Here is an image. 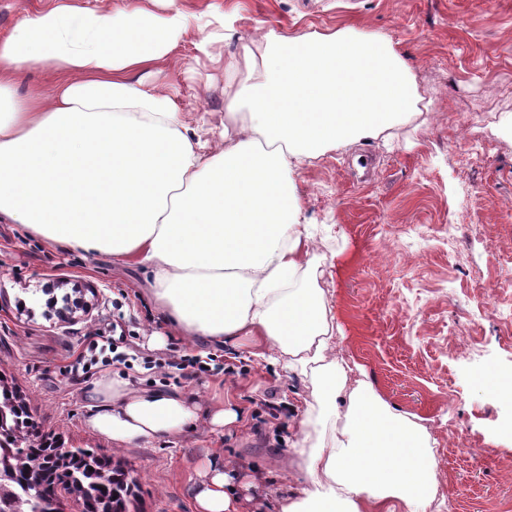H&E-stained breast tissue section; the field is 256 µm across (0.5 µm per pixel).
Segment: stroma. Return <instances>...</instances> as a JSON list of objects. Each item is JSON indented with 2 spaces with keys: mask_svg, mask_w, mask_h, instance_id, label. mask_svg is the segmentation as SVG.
<instances>
[{
  "mask_svg": "<svg viewBox=\"0 0 512 512\" xmlns=\"http://www.w3.org/2000/svg\"><path fill=\"white\" fill-rule=\"evenodd\" d=\"M188 18L217 9L232 38L199 52L186 38L164 79L185 120L224 114V58L260 31L353 28L383 35L411 66L420 111L391 142L328 150L296 177L333 333L390 406L432 434L439 512H512V0H178ZM122 309H115V302ZM120 323L133 368L71 375L72 352ZM222 355L232 371L176 381L165 350ZM0 373L30 401L40 433L121 460L138 477L137 512H194L196 468L236 470L241 512H280L306 480L292 464L299 377L248 345L209 346L172 330L145 293L143 270L105 254L50 245L0 220ZM197 393L206 414L189 437L131 448L86 425L93 384ZM230 405L234 424L207 414Z\"/></svg>",
  "mask_w": 512,
  "mask_h": 512,
  "instance_id": "1",
  "label": "stroma"
}]
</instances>
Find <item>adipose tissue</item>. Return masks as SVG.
<instances>
[{"mask_svg":"<svg viewBox=\"0 0 512 512\" xmlns=\"http://www.w3.org/2000/svg\"><path fill=\"white\" fill-rule=\"evenodd\" d=\"M167 2L158 13L58 0L0 39V218L144 267L156 309L187 338L246 340L308 375L293 443L307 485L281 512H427L433 440L337 351L296 184L305 162L417 113L411 66L380 35L269 31L224 61L232 91L212 148L169 88L131 79L161 73L186 33ZM45 66L51 89L16 95V80ZM92 397L88 427L118 448L181 439L201 410L195 394L109 376ZM231 470L198 465L196 512H239Z\"/></svg>","mask_w":512,"mask_h":512,"instance_id":"adipose-tissue-1","label":"adipose tissue"}]
</instances>
